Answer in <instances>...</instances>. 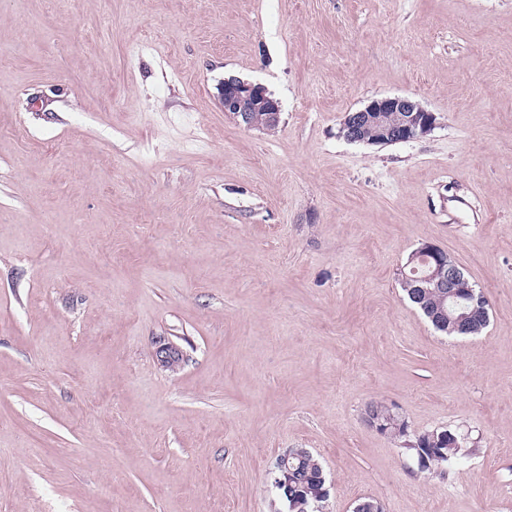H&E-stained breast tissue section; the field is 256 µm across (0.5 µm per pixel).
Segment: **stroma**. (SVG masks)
I'll list each match as a JSON object with an SVG mask.
<instances>
[{"label": "stroma", "instance_id": "obj_1", "mask_svg": "<svg viewBox=\"0 0 512 512\" xmlns=\"http://www.w3.org/2000/svg\"><path fill=\"white\" fill-rule=\"evenodd\" d=\"M384 96L436 128L348 142ZM425 244L481 334L405 298ZM374 401L476 454L418 472ZM290 448L323 512H512V0H0V512H284ZM219 99L224 112L247 129L272 131L280 124L281 105L262 84L224 78ZM423 258H426L427 261L432 262L430 270L429 265L421 264L418 262L416 263L418 259ZM410 263L413 264L410 269V273L415 274L417 272L415 275H413L414 277H422L427 274L422 279H420V281L425 283V286H418V288H413L419 283L414 281L406 282L404 279H402V289L405 292L408 301L430 321V323L438 332L448 336H474L479 334L487 326L489 316L488 318H483L480 316L472 317L475 315H488L489 301L487 297L482 292L475 293L471 287H469L473 286V283L466 275L464 276L463 270L448 255L447 252L436 245L427 244L412 253L407 265ZM414 267H416L417 270ZM465 277L468 280L467 282H465ZM459 283L461 289L467 292L464 295V300L466 302L465 304L467 309H469V313L460 315L457 322L454 318L448 317V315L449 308L457 305V301L458 306H461L464 302L461 297H458L456 290L453 289L456 288L457 284ZM419 288H433V290L439 292L441 295L442 302H444L446 297H448L450 300L448 308H445L442 304L430 316L431 311H434V308L438 305L439 300L436 295L432 293L425 294ZM430 318L436 321H440L444 318L446 319L440 323H436ZM466 319H469V321L468 325L466 326L467 331H464L458 327V323H463ZM297 452L293 460L291 477L293 497L277 490V497L286 506L288 512H322L323 503L330 495L324 468L319 459L306 448H291Z\"/></svg>", "mask_w": 512, "mask_h": 512}]
</instances>
